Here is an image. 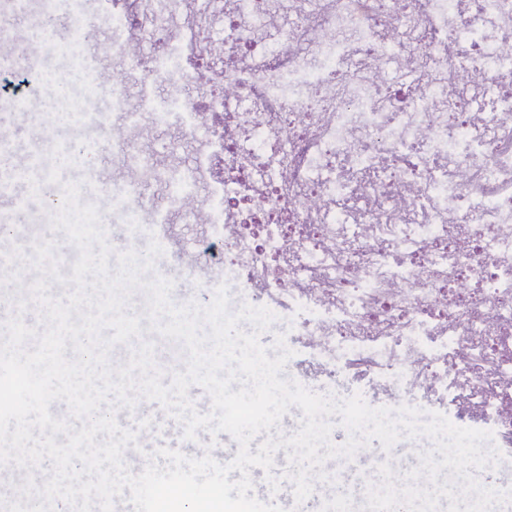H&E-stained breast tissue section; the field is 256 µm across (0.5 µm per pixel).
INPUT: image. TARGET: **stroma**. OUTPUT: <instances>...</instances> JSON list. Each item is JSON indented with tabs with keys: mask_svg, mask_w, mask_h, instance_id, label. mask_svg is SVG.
<instances>
[{
	"mask_svg": "<svg viewBox=\"0 0 512 512\" xmlns=\"http://www.w3.org/2000/svg\"><path fill=\"white\" fill-rule=\"evenodd\" d=\"M42 0H28L24 12L0 14V30L13 36L16 44L47 72L69 70L70 59L57 51L59 43L68 41L75 34H82L86 47L97 49V76L107 81L113 69L127 71V81L121 93V110H113L107 96L94 97L86 101L85 107L92 112L109 115L112 128L121 129V140L102 136L95 128L81 126L69 119H57L53 128H46L44 120L53 103V91L44 88L25 110L13 109L8 102L0 101V140H6L16 166H24L26 156L32 149L54 141V149L47 152L56 179L43 184L31 198L32 211L15 213L14 231L10 237H0V253L22 250L33 255L36 243L52 240L56 243L55 254L63 276H71L72 265L78 259V250L67 240L64 231L53 230L45 221V213L58 197L57 184L61 181L79 183L85 187L92 204L105 219L107 240L114 253L129 251L126 238L124 212L135 211L140 223L149 224L154 219V207L163 204L168 212L170 243L154 266L155 274L171 279L174 283L171 297L175 303L197 302L208 305L211 298L208 286L223 282L224 265L213 261L207 265L197 264L193 249L206 233L205 223L185 224L180 220L183 203L179 198L167 197V178L183 174L197 162L200 143L187 141L182 127L177 122L160 124L156 113L164 111L172 89H179L192 101L202 103L210 99V87L198 80L194 63L185 59L176 76L158 80H145L141 69L131 67L128 58L118 53L119 45L131 43L133 33L126 29L112 28L106 18L110 9L107 0H84L87 13L98 15L94 28L77 31L71 17L59 14L55 17L52 40H45L35 29L40 16ZM96 142L100 150L94 156L97 175L87 180L85 162L74 158H63L57 147L66 143L83 145ZM136 185V194L128 196L123 209H116L112 194L128 185Z\"/></svg>",
	"mask_w": 512,
	"mask_h": 512,
	"instance_id": "stroma-1",
	"label": "stroma"
}]
</instances>
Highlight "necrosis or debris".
I'll use <instances>...</instances> for the list:
<instances>
[{
	"label": "necrosis or debris",
	"instance_id": "necrosis-or-debris-1",
	"mask_svg": "<svg viewBox=\"0 0 512 512\" xmlns=\"http://www.w3.org/2000/svg\"><path fill=\"white\" fill-rule=\"evenodd\" d=\"M314 0L325 52L289 56L308 35L297 17L279 40L255 44L268 0L190 12L184 0H130L116 28L157 41L179 19L182 52L203 57L202 29L223 28L224 178L196 260L224 258L238 301L288 321L292 380L345 399L365 385L374 408L415 407L492 432L512 459V0ZM55 112L104 130L86 98L117 93L82 40ZM383 59L412 63L391 88ZM0 72L27 76L26 106L48 78L0 34ZM80 82L81 92L70 89Z\"/></svg>",
	"mask_w": 512,
	"mask_h": 512
}]
</instances>
